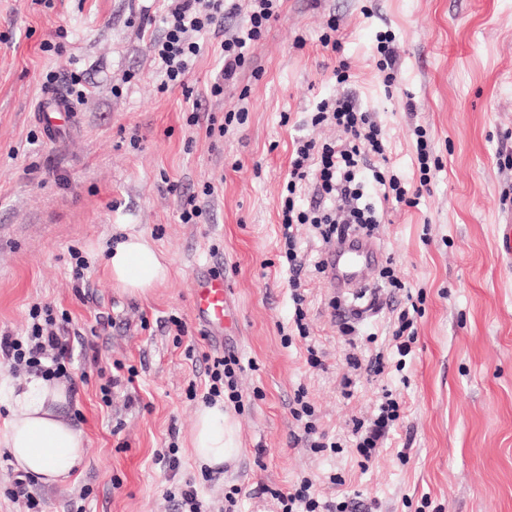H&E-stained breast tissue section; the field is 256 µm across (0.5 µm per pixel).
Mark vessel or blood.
<instances>
[{"label": "vessel or blood", "mask_w": 512, "mask_h": 512, "mask_svg": "<svg viewBox=\"0 0 512 512\" xmlns=\"http://www.w3.org/2000/svg\"><path fill=\"white\" fill-rule=\"evenodd\" d=\"M72 120L73 114L67 102L58 96L46 99L38 116L40 125L52 142L70 128ZM380 257L378 246L371 237L363 235L337 241L323 258L331 288L340 293L356 295L365 286L370 269ZM191 294L196 316L215 329H223L228 296L223 278L194 275Z\"/></svg>", "instance_id": "vessel-or-blood-1"}]
</instances>
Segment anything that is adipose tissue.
Wrapping results in <instances>:
<instances>
[{"mask_svg":"<svg viewBox=\"0 0 512 512\" xmlns=\"http://www.w3.org/2000/svg\"><path fill=\"white\" fill-rule=\"evenodd\" d=\"M105 269L122 293L143 296L169 277V266L154 244L141 233L127 234L110 248ZM64 382L32 375L23 385L0 371V447L18 470L45 483L67 479L83 462L85 434L67 413ZM190 444L195 461L208 468L222 466L241 451L238 431L223 401L200 404Z\"/></svg>","mask_w":512,"mask_h":512,"instance_id":"1","label":"adipose tissue"}]
</instances>
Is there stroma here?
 Instances as JSON below:
<instances>
[{
	"label": "stroma",
	"mask_w": 512,
	"mask_h": 512,
	"mask_svg": "<svg viewBox=\"0 0 512 512\" xmlns=\"http://www.w3.org/2000/svg\"><path fill=\"white\" fill-rule=\"evenodd\" d=\"M161 0H0V336L26 335L34 305L66 312L70 332L100 349L98 366L74 345L68 408L86 433L82 468L62 484L29 478L43 512H179L194 489L206 512H280L272 493L309 478L322 503L351 512H512V257L497 227L512 222V0H282L281 12L237 77L214 97L219 41L188 76L209 114L245 109L224 136L189 125L181 89L162 93L148 51L162 32ZM335 22L339 51L323 44ZM394 36L398 70L384 86L377 37ZM50 51H43V42ZM346 63L352 75L337 83ZM79 75L90 91L72 133L47 142L35 119L46 94ZM353 94L382 129L390 165L420 178L415 126L427 132L430 183L417 206L385 211L375 235L382 266L371 273L373 314L337 302L318 270L327 245L299 225L308 337L293 335L294 304L280 253L278 215L293 143L338 140L311 126L321 99ZM212 183L210 219L182 223L178 184ZM147 236L170 278L144 296L113 287L102 250L118 225ZM83 279H75L76 260ZM220 271L237 317L223 345L192 311L196 271ZM408 311L417 330L407 356L392 325ZM182 319L186 335L168 326ZM315 347L322 366L307 362ZM234 355L242 451L211 470L191 453L194 415L209 387L206 356ZM379 357L380 374L354 377L347 355ZM134 384L100 387L113 361ZM304 390L314 419L339 451L311 450L292 414ZM403 412L372 459L351 435L384 394ZM174 453L177 468L161 456Z\"/></svg>",
	"instance_id": "1"
}]
</instances>
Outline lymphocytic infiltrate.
I'll return each mask as SVG.
<instances>
[{"label":"lymphocytic infiltrate","mask_w":512,"mask_h":512,"mask_svg":"<svg viewBox=\"0 0 512 512\" xmlns=\"http://www.w3.org/2000/svg\"><path fill=\"white\" fill-rule=\"evenodd\" d=\"M278 0H167L161 36L150 38L149 51L158 59L164 74L160 92L187 88L190 66L202 49L200 36L210 33L221 19L245 15L246 20L229 38L220 43L222 67L210 86L212 96L224 92L243 67L252 42L257 41L271 19L277 18ZM312 125L336 126L343 137L334 143L313 139L297 140L290 159L285 192L279 204L283 227L282 256L291 274L295 312L293 322L299 336H307L305 296L299 293L300 274L306 265L294 230L300 224H312L324 241L338 240L352 228L373 233L381 205L416 206L422 189L430 182L429 150L426 133L416 129V149L421 177L418 188L392 172L381 129L371 113L360 108L351 96L321 100L311 117ZM311 188L308 208H300L297 194ZM30 332L26 339L0 338V354L14 366L34 368L49 378L67 376L73 348L69 337L55 332L56 319L51 308L32 307ZM400 417L398 401L381 404L370 422H354L352 435L356 450L371 458L379 442Z\"/></svg>","instance_id":"obj_1"}]
</instances>
